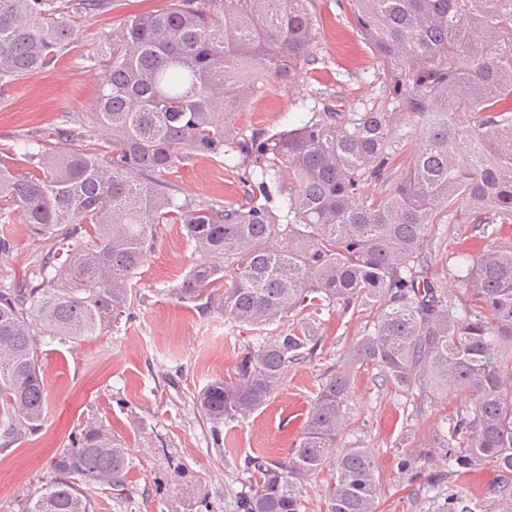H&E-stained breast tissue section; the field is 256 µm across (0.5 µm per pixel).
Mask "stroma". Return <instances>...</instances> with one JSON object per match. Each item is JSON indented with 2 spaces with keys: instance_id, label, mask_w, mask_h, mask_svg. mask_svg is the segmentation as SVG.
Instances as JSON below:
<instances>
[{
  "instance_id": "stroma-1",
  "label": "stroma",
  "mask_w": 512,
  "mask_h": 512,
  "mask_svg": "<svg viewBox=\"0 0 512 512\" xmlns=\"http://www.w3.org/2000/svg\"><path fill=\"white\" fill-rule=\"evenodd\" d=\"M163 4L112 0L111 6L76 15L80 37L70 50L0 98V145L52 131L63 116L88 112L102 75L85 69L82 55L128 16ZM312 9L322 20L320 64L293 87L264 84L252 103L235 113L237 138L286 129L292 111L316 94L336 96L345 111L375 97L376 86L360 75L376 69L377 61L357 33L346 0H313ZM164 179L181 198L223 204L243 195L239 180L218 157L196 156ZM462 230L459 224H440L431 235V274L453 297L465 294L448 273V255ZM0 238L9 243L0 251V288L30 276L37 256L50 246L18 215L0 224ZM194 258L181 225H159L135 279L129 314L104 335L42 343L45 420L36 435L0 451V512H22L47 477L50 459L67 449L70 433L90 421L123 438L131 458L127 490H94L95 512H238L245 458L260 450L274 457L290 452L324 373L381 315L370 306L324 313L312 358L289 367L282 389L251 417L215 429L199 416L194 397L233 374L253 333L224 314L205 313L179 299L175 289ZM469 402L466 393L452 391L418 410L382 386L375 369L357 374L342 438L361 440L376 451L377 512H434L418 483L399 473L397 455L403 448L434 444L446 419Z\"/></svg>"
}]
</instances>
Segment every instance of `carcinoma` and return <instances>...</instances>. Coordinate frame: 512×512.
I'll use <instances>...</instances> for the list:
<instances>
[{"mask_svg": "<svg viewBox=\"0 0 512 512\" xmlns=\"http://www.w3.org/2000/svg\"><path fill=\"white\" fill-rule=\"evenodd\" d=\"M109 2L0 0V96L67 52L74 14ZM312 2L168 0L131 16L83 58L104 74L91 112L0 146V223L17 213L53 241L32 276L0 289V449L43 422L41 338L112 330L157 225L182 224L197 258L177 294L256 335L235 376L197 394L213 424L249 418L280 390L313 355L324 311L383 308L325 373L291 453L245 460L239 512H301L304 483L327 468L329 512H376L375 449L339 441L365 367L421 406L467 393L471 405L429 449H403L398 470L415 481L430 458L450 477L491 464L508 474L493 512H512V242L448 255L465 300L430 276L428 250L437 224H467L466 242L512 224V0H349L379 61L378 96L353 112L317 98L288 128L235 139L232 116L260 82L290 86L321 63ZM17 150L21 171L8 163ZM197 155L224 158L242 198L178 199L160 175ZM285 317L297 322L264 335ZM49 467L23 512H92L90 490L127 488L129 448L93 423ZM476 509L450 486L438 512Z\"/></svg>", "mask_w": 512, "mask_h": 512, "instance_id": "1", "label": "carcinoma"}]
</instances>
